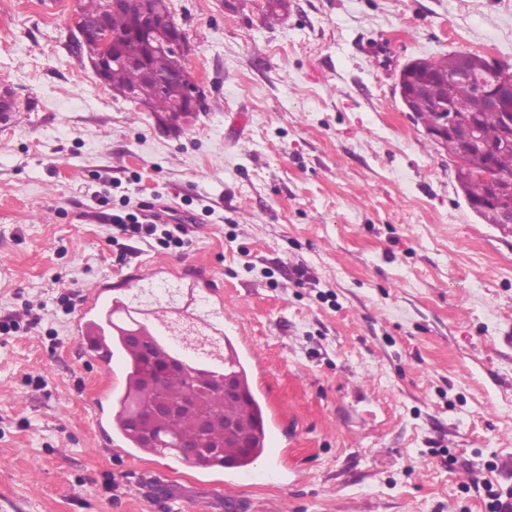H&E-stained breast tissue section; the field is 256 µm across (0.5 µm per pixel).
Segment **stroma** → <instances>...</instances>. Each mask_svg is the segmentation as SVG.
I'll return each mask as SVG.
<instances>
[{"label":"stroma","mask_w":512,"mask_h":512,"mask_svg":"<svg viewBox=\"0 0 512 512\" xmlns=\"http://www.w3.org/2000/svg\"><path fill=\"white\" fill-rule=\"evenodd\" d=\"M77 0H0V512H488L512 493V224L468 206L406 112L402 67L512 66V0H169L205 109L173 135L114 98L74 46ZM192 227L117 244L113 214ZM224 292V333L265 366L277 454L225 475L116 454L107 385L73 334L108 278ZM304 269L297 277L296 269ZM70 301H62V294ZM181 486L146 496L144 470ZM25 104L15 91L3 84L0 89V123L7 127L15 122L17 112H24Z\"/></svg>","instance_id":"1"}]
</instances>
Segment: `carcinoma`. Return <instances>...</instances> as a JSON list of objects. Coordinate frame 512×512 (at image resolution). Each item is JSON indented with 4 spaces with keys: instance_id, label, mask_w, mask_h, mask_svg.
<instances>
[{
    "instance_id": "1",
    "label": "carcinoma",
    "mask_w": 512,
    "mask_h": 512,
    "mask_svg": "<svg viewBox=\"0 0 512 512\" xmlns=\"http://www.w3.org/2000/svg\"><path fill=\"white\" fill-rule=\"evenodd\" d=\"M103 9L104 0H78L77 15L91 27ZM108 23L113 35L123 39V50L137 51L139 55L146 56V66L155 76L168 77L187 70V56L167 48L149 52L143 42L126 38L131 28V18L127 11L121 9L111 12ZM462 60L463 55L459 52L439 59H428L424 64L426 68L440 75H447L459 69ZM470 60L478 73L486 78H491L499 72H512L509 68L491 62L479 54H470ZM106 84L114 96L124 100L134 96L145 102L151 111L161 117L174 110L181 96L179 82L170 81L162 88L158 83L144 79L139 71L126 67H111L106 76ZM447 95L467 105L483 137L497 146L494 163L490 165L485 152L465 151L452 138L441 145L452 160L462 159L464 167L471 173L470 178L461 185L465 197L474 203H481L486 201L489 193V184L484 177L488 167L492 166L496 173L512 178V129L506 126L503 113L489 109L483 98L476 95L472 86L467 83L447 87L439 82H428L426 91L411 100L410 108L414 121L427 124L435 116L441 101ZM159 288L163 289V293L151 295L150 302L141 296L140 288L113 300V304L124 307V315L112 319V338L124 343L129 331L139 330L144 333V338L150 344L156 358L173 361L178 355L191 360L192 366L190 371L186 372V377L193 386L205 385L213 388L216 385L217 373L231 375L236 384L238 398L229 406L228 411L238 416V438L225 440L216 436L203 443V448L188 457L184 448L189 432L187 424L160 426L151 437L142 429L133 426L131 417L135 414L148 413L151 398L143 388L142 353L130 347L127 348L126 386L115 395L117 423L133 442L134 447L141 449L143 453L179 456L203 469L236 466L248 470L264 454L267 408L255 391L247 364L231 340L224 336V330L211 323L209 314L205 312L174 321L156 317L154 321L158 334H147L145 320L151 318L154 306L164 302L172 305L180 294V291L168 284H161Z\"/></svg>"
}]
</instances>
